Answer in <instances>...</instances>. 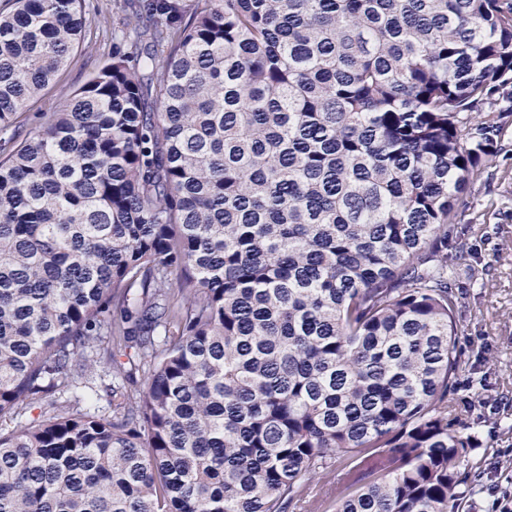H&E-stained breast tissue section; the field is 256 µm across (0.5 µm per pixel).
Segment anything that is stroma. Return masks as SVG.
<instances>
[{"label": "stroma", "instance_id": "obj_1", "mask_svg": "<svg viewBox=\"0 0 512 512\" xmlns=\"http://www.w3.org/2000/svg\"><path fill=\"white\" fill-rule=\"evenodd\" d=\"M85 9L86 48L72 55L35 111H57L65 93L110 57L112 26L122 18L121 8L115 0H85ZM462 201L465 221L448 239L449 254L461 249L469 254V266L457 281L461 371L453 417L480 442L470 455L478 479L464 512H494L487 489L512 476V431L502 422L512 413V133Z\"/></svg>", "mask_w": 512, "mask_h": 512}]
</instances>
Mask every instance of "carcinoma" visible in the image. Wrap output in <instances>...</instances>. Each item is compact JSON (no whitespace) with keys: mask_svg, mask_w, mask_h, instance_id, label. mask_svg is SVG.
<instances>
[{"mask_svg":"<svg viewBox=\"0 0 512 512\" xmlns=\"http://www.w3.org/2000/svg\"><path fill=\"white\" fill-rule=\"evenodd\" d=\"M85 24L0 7V512H315L332 469L336 512H458L448 237L512 0H138L142 64L27 127Z\"/></svg>","mask_w":512,"mask_h":512,"instance_id":"cac0c4a2","label":"carcinoma"}]
</instances>
